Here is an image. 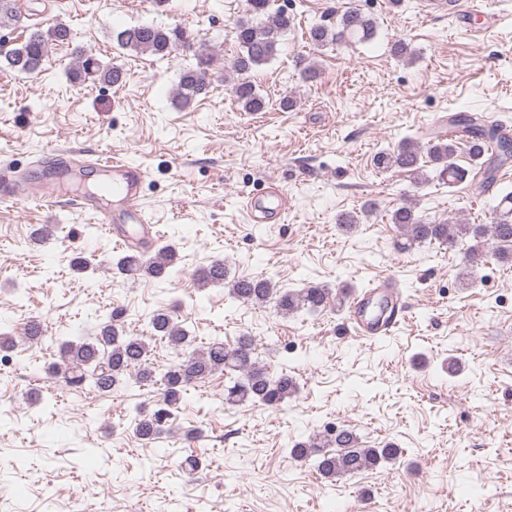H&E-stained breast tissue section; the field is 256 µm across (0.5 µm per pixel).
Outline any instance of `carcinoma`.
Returning a JSON list of instances; mask_svg holds the SVG:
<instances>
[{"label": "carcinoma", "mask_w": 512, "mask_h": 512, "mask_svg": "<svg viewBox=\"0 0 512 512\" xmlns=\"http://www.w3.org/2000/svg\"><path fill=\"white\" fill-rule=\"evenodd\" d=\"M271 7L272 0H247L245 14L234 22L238 51L230 63V70L236 75L231 81V92L247 112H261L267 107L265 98L250 80L251 73L274 59L283 36L294 25V17L288 11L279 8L273 12ZM17 22L16 0H0V28ZM375 28L371 17L358 10H347L333 25L311 26L308 40L317 49L365 42L373 39ZM69 38L68 28L61 24L45 30L38 28L25 41L1 48L0 58L13 71L37 76L44 71L49 47ZM185 40L184 30L177 26H138L115 34L118 46L160 58L171 55ZM196 60V66L183 71L176 89L177 98L185 106L206 90V72L213 63V55L203 47L196 52ZM78 68L105 84L116 85L124 79L120 69L102 68L91 56L79 61ZM448 127L450 135L435 137L426 150L407 137L396 148L379 152L374 164L382 170L409 173L419 184L428 181L430 171L437 181L450 187L464 182L473 170L483 181L491 183L501 169L512 165V138L499 125L486 123L478 114L459 112L448 118ZM462 148L473 162L471 171L455 161ZM416 209L415 203L407 201L391 214V223L397 228L393 241L396 251L404 253L436 242L462 255L469 276L489 254L502 263L512 262V192L501 197L490 224H462L450 219L428 222L417 215ZM116 268L128 277L146 275L168 284L180 282L185 274L184 268L177 266L175 250L167 246L152 258L137 247L130 249L117 260ZM198 283L222 285L228 288L231 301L271 304L284 316L299 312L316 314L331 305L339 309L349 296L345 285L334 290L318 285L282 290L269 278L230 279L221 262L202 269ZM125 317L126 309L115 306L98 324L92 341L62 342L59 359L49 365L48 372L69 387L101 395L111 393L131 376L143 384L159 385L156 408L145 412L136 407L129 416L130 425L141 440L151 441L163 433L179 411L186 388L217 372L228 379L224 403L232 407L258 404L277 409L298 392L292 375H273L261 364L253 337L241 336L233 347L215 340L203 349H193L187 331L167 309H159L150 316L149 328L152 335L167 340L177 359L158 372L151 366L146 340L126 333ZM401 453L402 449L393 442L380 448L364 444L350 427L325 429L306 442L292 443L289 448V456L308 464L324 479L374 470L398 459Z\"/></svg>", "instance_id": "cac0c4a2"}]
</instances>
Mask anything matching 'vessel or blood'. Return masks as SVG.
I'll return each mask as SVG.
<instances>
[{
  "label": "vessel or blood",
  "mask_w": 512,
  "mask_h": 512,
  "mask_svg": "<svg viewBox=\"0 0 512 512\" xmlns=\"http://www.w3.org/2000/svg\"><path fill=\"white\" fill-rule=\"evenodd\" d=\"M92 166L105 194L118 203L114 210L96 207L95 220L102 230L124 249L134 247L140 239L155 241L157 227L144 217L140 204L146 170L104 153L99 154ZM244 206L252 223L276 224L281 221L288 200L278 188L271 186L249 197ZM404 313L397 282L390 274L377 279L363 293L351 294L349 298L350 323L356 335L365 339L386 334L399 325Z\"/></svg>",
  "instance_id": "b4317fda"
}]
</instances>
